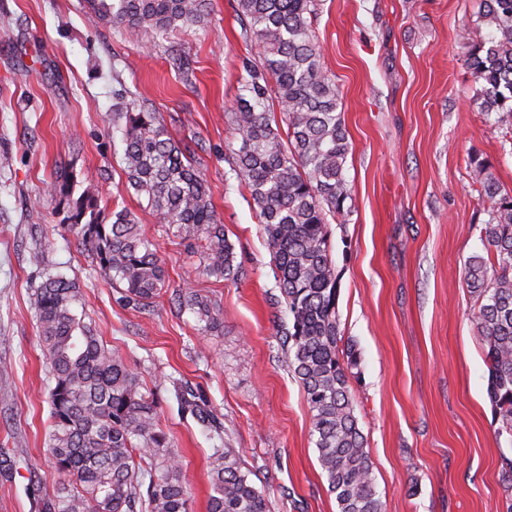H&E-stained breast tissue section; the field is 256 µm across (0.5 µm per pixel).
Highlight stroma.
<instances>
[{
  "label": "stroma",
  "instance_id": "stroma-1",
  "mask_svg": "<svg viewBox=\"0 0 512 512\" xmlns=\"http://www.w3.org/2000/svg\"><path fill=\"white\" fill-rule=\"evenodd\" d=\"M320 59L343 96L351 143L349 212L328 226L338 275L342 353L384 512H503L499 433L464 262L489 219L471 164L487 163L512 196V124L481 112L465 48L487 39L481 0H313ZM260 66L236 0L167 36L88 19L84 0H0V512H41L59 476L49 452L50 385L31 294L63 273L109 348L148 368L160 420L207 512L209 457L235 450L271 512H337L310 436L311 413L282 345L280 301L260 219L231 170L236 108ZM159 112L194 150L241 261L236 282L194 274L186 241L155 224L127 187L130 103ZM72 167L104 212L127 208L158 245L166 282L151 310L125 305L63 224L49 194ZM190 283L222 312L206 339L174 307ZM181 380L224 424L223 438L182 416Z\"/></svg>",
  "mask_w": 512,
  "mask_h": 512
}]
</instances>
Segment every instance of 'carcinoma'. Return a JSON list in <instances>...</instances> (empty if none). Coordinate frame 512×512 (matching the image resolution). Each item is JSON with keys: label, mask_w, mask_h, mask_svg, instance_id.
Masks as SVG:
<instances>
[{"label": "carcinoma", "mask_w": 512, "mask_h": 512, "mask_svg": "<svg viewBox=\"0 0 512 512\" xmlns=\"http://www.w3.org/2000/svg\"><path fill=\"white\" fill-rule=\"evenodd\" d=\"M210 0H87L91 18L130 32L164 36L203 21ZM311 0H239L245 32L261 47L262 69L246 65L249 97L227 114L239 148L231 171L247 189L291 319L283 331L288 367L311 412L310 432L338 512H383L372 462L355 415L350 379L355 358L339 354L338 279L329 254L327 216L342 217L350 199L345 165L350 143L340 91L320 64L311 30ZM487 40L463 43L480 108L512 119V0H484ZM281 119H276L275 110ZM123 161L129 188L156 223L200 242L195 272L238 280L242 266L215 215L210 191L191 157L159 114L144 105L122 113ZM287 125L286 136L276 127ZM473 179L489 203L484 252L470 255L464 277L479 302L474 314L484 344L488 398L500 430L512 436V197L490 167ZM76 175L64 168L49 194L63 223L91 253L101 273L136 308L152 306L165 285L153 241L136 215L121 209L106 223L89 190L74 195ZM171 302L195 316L206 335L222 332L221 309L185 285ZM39 338L52 386L51 447L63 476L42 512H191L179 455L160 424L154 392L142 372L103 344L83 310L79 286L50 274L33 294ZM181 412L211 436L224 424L205 400L172 382ZM208 512H270L265 492L242 471L231 448L210 456ZM505 512H512V459H504Z\"/></svg>", "instance_id": "cac0c4a2"}]
</instances>
